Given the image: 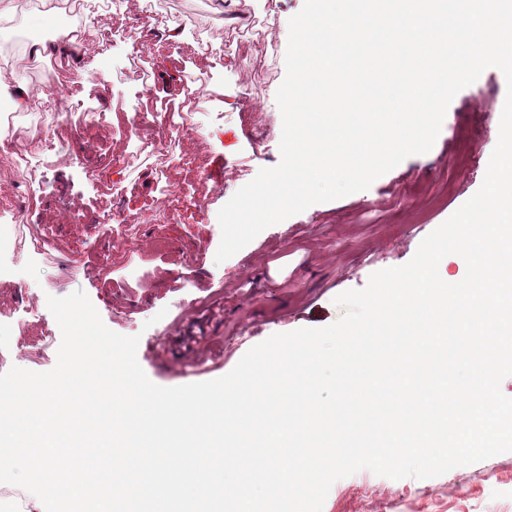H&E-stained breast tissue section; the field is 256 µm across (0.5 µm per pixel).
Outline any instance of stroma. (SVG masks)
I'll return each instance as SVG.
<instances>
[{
	"label": "stroma",
	"mask_w": 512,
	"mask_h": 512,
	"mask_svg": "<svg viewBox=\"0 0 512 512\" xmlns=\"http://www.w3.org/2000/svg\"><path fill=\"white\" fill-rule=\"evenodd\" d=\"M108 2L94 18L109 34L97 51L96 76L85 77L79 63L62 73L44 70L0 43V67L18 83L40 92L66 75L65 87L33 120L51 122L60 110L72 124L66 140L36 154L43 172L37 206L19 187V174L0 162V191L11 192L48 240L69 246L65 254L17 258L11 242L0 241V374L14 366L54 368L62 336L47 299L81 290L110 330L139 336L137 359L153 383L175 387L224 376L272 334L334 323L342 314L338 295L408 263L483 183L507 93L496 68L453 98L429 152L408 157L366 190L264 229L217 261L219 210L260 169L280 162L276 93L286 74L289 20L305 0H235L224 8L217 0ZM173 16L186 23L181 49L164 38ZM133 58L149 75L150 95L127 71ZM188 86L203 95L195 131L178 140L163 112ZM149 97L158 109L155 133L169 143L160 155L114 133ZM187 150L199 155L207 197L180 174ZM124 155L132 164H120ZM77 157L95 169V179L74 165ZM172 191L180 196L179 216L153 223L152 209ZM113 209L139 221L122 248L112 245L121 225L98 220ZM217 302L224 312L196 354H172L170 338ZM323 512H512V452L427 479L364 469L332 485Z\"/></svg>",
	"instance_id": "obj_1"
}]
</instances>
